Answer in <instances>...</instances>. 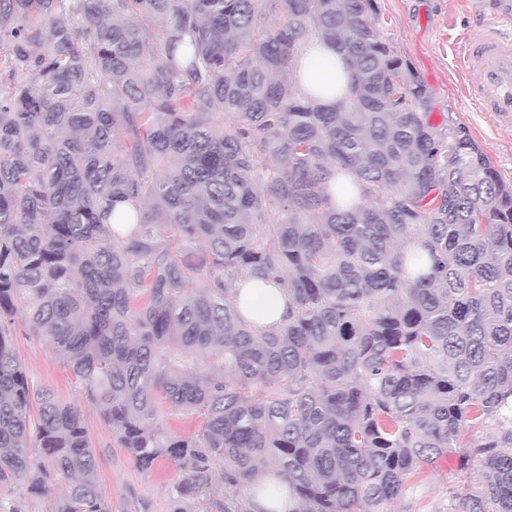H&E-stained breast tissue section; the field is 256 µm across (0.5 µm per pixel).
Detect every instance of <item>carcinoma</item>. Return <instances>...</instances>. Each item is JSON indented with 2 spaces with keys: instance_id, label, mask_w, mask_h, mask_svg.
<instances>
[{
  "instance_id": "carcinoma-1",
  "label": "carcinoma",
  "mask_w": 512,
  "mask_h": 512,
  "mask_svg": "<svg viewBox=\"0 0 512 512\" xmlns=\"http://www.w3.org/2000/svg\"><path fill=\"white\" fill-rule=\"evenodd\" d=\"M378 0H0V512H111L81 407L13 345L50 343L173 512H394L455 453L453 512H512V184L377 24ZM351 70L333 107L282 77ZM131 201L133 224H114ZM287 286L253 328L237 282ZM202 419L185 436L163 405ZM288 72L302 93H320V101L325 105H334L347 94L348 64L330 43L310 40L301 55L292 59ZM279 491L276 494L256 493L253 503L257 512H288L290 501L288 500V479L279 476L275 481ZM66 487L65 480L53 481L49 491L40 495L26 494L25 512H51L53 503Z\"/></svg>"
}]
</instances>
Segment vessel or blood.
<instances>
[{
	"instance_id": "1",
	"label": "vessel or blood",
	"mask_w": 512,
	"mask_h": 512,
	"mask_svg": "<svg viewBox=\"0 0 512 512\" xmlns=\"http://www.w3.org/2000/svg\"><path fill=\"white\" fill-rule=\"evenodd\" d=\"M465 69L476 70L469 97L480 111L512 126V37L501 24L486 25L467 39L461 56Z\"/></svg>"
}]
</instances>
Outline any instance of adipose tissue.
Wrapping results in <instances>:
<instances>
[{
  "mask_svg": "<svg viewBox=\"0 0 512 512\" xmlns=\"http://www.w3.org/2000/svg\"><path fill=\"white\" fill-rule=\"evenodd\" d=\"M288 71L302 93L319 94L323 104L334 105L347 92L349 69L334 45L315 39L293 59ZM235 304L253 327L279 326L288 319V300L283 286L275 281L244 278L238 281Z\"/></svg>",
  "mask_w": 512,
  "mask_h": 512,
  "instance_id": "1",
  "label": "adipose tissue"
}]
</instances>
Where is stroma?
<instances>
[{
	"label": "stroma",
	"instance_id": "obj_1",
	"mask_svg": "<svg viewBox=\"0 0 512 512\" xmlns=\"http://www.w3.org/2000/svg\"><path fill=\"white\" fill-rule=\"evenodd\" d=\"M378 4L380 25L433 94L432 121L447 116L463 124L500 176L512 182V127L496 124L466 97L464 89L476 74L460 64V50L469 35L483 25L512 18V0H378ZM13 343L35 387L56 391L67 401L79 400L74 378L47 341L21 329ZM82 409L98 464L99 489L112 512H172L170 487L181 476L175 463L164 461L148 471L137 468L96 408L86 403ZM481 479L479 463H472L463 475L457 456H444L431 472L414 479L404 508L445 512L450 488L475 486Z\"/></svg>",
	"mask_w": 512,
	"mask_h": 512
}]
</instances>
